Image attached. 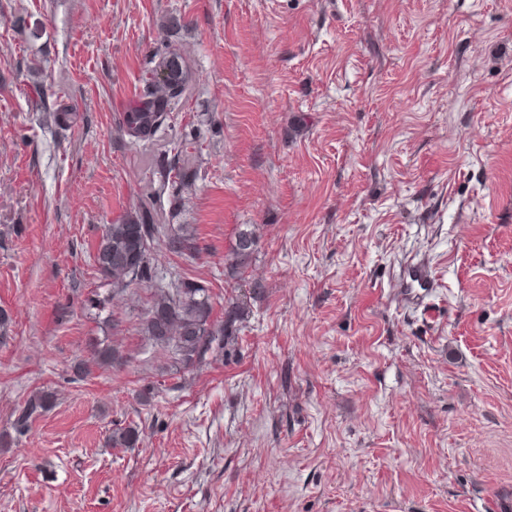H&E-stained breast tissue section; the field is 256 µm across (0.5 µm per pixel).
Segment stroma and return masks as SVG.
Instances as JSON below:
<instances>
[{
    "label": "stroma",
    "instance_id": "1",
    "mask_svg": "<svg viewBox=\"0 0 512 512\" xmlns=\"http://www.w3.org/2000/svg\"><path fill=\"white\" fill-rule=\"evenodd\" d=\"M168 52L191 94L132 143ZM148 202L198 249L158 277L244 298L231 360L182 368L139 332L150 289L98 274ZM0 307V512H512V0H0ZM96 345L121 361L80 374ZM255 247L254 231L240 229L235 244L227 255L225 270L228 276H235L250 265ZM402 295L410 303L422 305L429 296L434 279L428 266L420 262L407 264L402 273ZM54 392L38 390L28 397L20 408L17 417L13 421V428L17 433L29 431L32 422L39 416L48 412L54 405Z\"/></svg>",
    "mask_w": 512,
    "mask_h": 512
}]
</instances>
